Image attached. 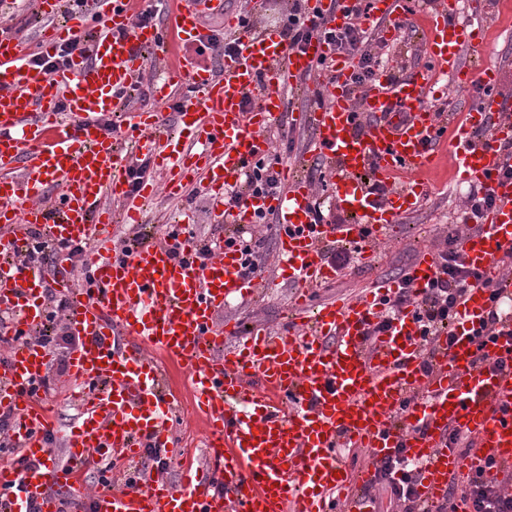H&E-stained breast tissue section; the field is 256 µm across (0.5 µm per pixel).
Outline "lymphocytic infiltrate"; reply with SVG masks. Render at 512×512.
<instances>
[{
  "label": "lymphocytic infiltrate",
  "instance_id": "1",
  "mask_svg": "<svg viewBox=\"0 0 512 512\" xmlns=\"http://www.w3.org/2000/svg\"><path fill=\"white\" fill-rule=\"evenodd\" d=\"M307 0H288L280 15L278 31L290 49H300L313 36L324 37L338 55L356 60L349 75L352 91H360L374 79L376 72L389 61L391 48L383 37L375 36L364 26L370 17L371 0H353L345 8V20L336 28L307 16ZM285 185L272 162L259 159L252 162L245 175L243 188H231L224 193L226 209L238 207L244 195L261 196L284 193ZM34 246L26 256L27 263L45 268L52 267L58 256H66L71 264L86 263L88 249L83 244H56L48 240L40 229H32ZM458 233H449L444 246L437 252V272L429 288L414 290L408 277H401L393 295L382 297L381 312L373 325L372 334L388 330L399 313L413 308L421 327L423 339L440 335L450 328L456 316V307L466 289L483 287L491 292L493 306L490 322L496 323L512 315V300L493 290L489 279L470 269L461 247ZM46 325L48 331L38 341L51 349L54 359L45 376L33 384L32 393L50 390L57 377L68 370V355L80 344L79 336L62 326L61 319L68 307L65 294L53 288L45 290ZM421 464L409 460L404 449H396L393 456L380 459L375 472L365 484V497L374 505L385 503L400 505L401 512H458L459 504H466L467 512H512V485L489 479L484 467L470 468L464 483L449 481L447 496L429 510H422L417 485Z\"/></svg>",
  "mask_w": 512,
  "mask_h": 512
}]
</instances>
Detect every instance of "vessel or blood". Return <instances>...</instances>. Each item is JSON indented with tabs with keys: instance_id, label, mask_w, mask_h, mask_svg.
I'll return each instance as SVG.
<instances>
[{
	"instance_id": "obj_1",
	"label": "vessel or blood",
	"mask_w": 512,
	"mask_h": 512,
	"mask_svg": "<svg viewBox=\"0 0 512 512\" xmlns=\"http://www.w3.org/2000/svg\"><path fill=\"white\" fill-rule=\"evenodd\" d=\"M105 23L92 43L91 59L73 57L52 74L25 62L22 38L0 35V310L12 313L4 331L13 335L45 320V271L18 259L33 245L31 228L57 243L88 244L93 281L76 287L65 259L55 266V285L69 300L68 323L83 343L69 358L73 394L80 407L67 439V464L51 460L43 442L54 431L51 410L30 387L51 361L36 343L15 346L0 364V410L13 411V437L25 467L0 463V512H58L51 491H83L80 476L88 453L115 464L140 460L146 449L170 447V418L181 397L169 366L189 373L190 407L206 431L212 467L183 466L180 485L146 477L133 486L98 494L96 512H328L326 496L353 493L354 480L341 459L344 448L370 449L374 458L407 449L423 464L419 497L433 503L448 480L470 465L486 466L489 478L512 474V321L497 326L479 345L490 307L489 292L468 289L453 324L454 338L424 343L413 311L401 312L385 333L368 330L380 312L375 294L336 300L314 314L294 313L276 332L241 334L218 323L220 310L258 293L242 274L236 247L221 246L205 261L191 243L174 257L173 243L158 237L114 256L113 213L106 197L122 201L125 223L141 221V201L153 191L129 188L126 141L165 170L171 193L207 177L216 216L224 214V191L239 185L248 164L265 156V132L284 107V91L302 76L318 74L323 104L306 119L314 131L305 161H326L334 170L333 207L345 224L315 223L312 195L291 179L278 198L248 197L235 208L230 228H246L258 210L274 209L281 226L278 264L298 293L335 278L325 255L335 244L356 246L363 261L371 244L384 239L402 213L421 198L420 176L448 154L463 180L482 185L497 199L480 229L467 232L462 250L470 268L492 278L512 297V269L502 266L512 251V182L502 180L501 142L512 139V99L494 93L498 81L478 46V63L461 64L473 39L453 23L459 0H433L418 18L429 59L404 76L379 70L362 96L345 80L351 70L335 59L323 39L289 50L274 30L244 37L239 55L220 72L180 56L205 15H224V0H172L168 33L134 23L137 0H96ZM396 0H375L371 21L390 37ZM84 16L72 12L66 26L49 27L39 45L53 52L83 35ZM163 46L170 62L166 87L190 84L177 114L179 133L167 131L163 113L131 108L119 133L108 134L101 117L117 108L145 67L143 49ZM332 62L317 73L320 59ZM463 87L486 88L464 121L446 120L430 105L440 78ZM257 91L247 104L249 91ZM490 128L487 138L475 133ZM388 186L385 198L372 185ZM52 203H43L44 192ZM414 289L436 276L434 254L411 267ZM234 349H226L230 337ZM487 353L490 363L479 362ZM503 361L507 370L492 368ZM468 436L474 450L463 459L448 448V429Z\"/></svg>"
}]
</instances>
